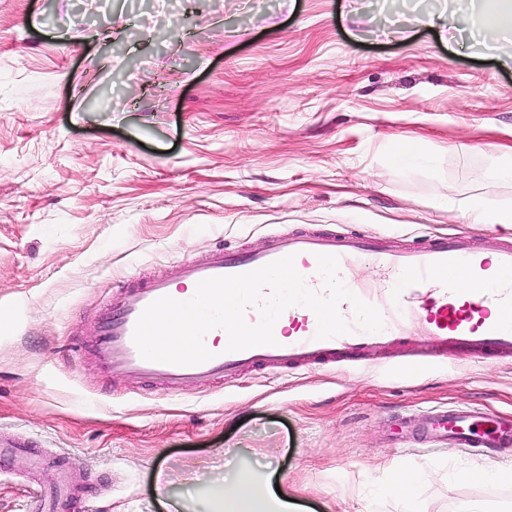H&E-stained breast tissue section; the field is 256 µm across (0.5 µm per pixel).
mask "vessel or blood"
<instances>
[{
  "label": "vessel or blood",
  "mask_w": 512,
  "mask_h": 512,
  "mask_svg": "<svg viewBox=\"0 0 512 512\" xmlns=\"http://www.w3.org/2000/svg\"><path fill=\"white\" fill-rule=\"evenodd\" d=\"M339 259V276L348 290L378 308L384 327L378 332L356 330L316 339L317 319L303 306L283 312L289 327L278 333L273 346L229 352L212 343L210 360L196 365H176L144 359L134 341L136 322L155 300L174 296L176 288L222 276L247 273L291 255L306 285L322 291L317 257ZM370 262L378 279L360 281L354 269ZM420 342L423 351L400 363V371L416 374L430 363L468 354L512 355V239L499 240L495 249L468 235L415 245L397 244L382 234L324 233L308 230L268 235L258 251L234 253L216 245L199 259L173 263L166 275L133 278L116 284L99 309L89 341L70 345V359L90 354L110 375L119 374L149 386L175 392L188 386H212L247 373L295 370L312 364L339 361L358 363L370 353L403 343L407 337ZM478 409L460 406L430 412L421 427L432 441H450L463 448H494L512 443V420L496 430H482ZM26 453L31 469L43 458L31 444L0 434V462ZM78 493L66 471L40 489L29 503L30 512H71Z\"/></svg>",
  "instance_id": "1"
}]
</instances>
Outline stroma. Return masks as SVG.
Returning a JSON list of instances; mask_svg holds the SVG:
<instances>
[{
	"label": "stroma",
	"instance_id": "obj_1",
	"mask_svg": "<svg viewBox=\"0 0 512 512\" xmlns=\"http://www.w3.org/2000/svg\"><path fill=\"white\" fill-rule=\"evenodd\" d=\"M512 44H451L392 0H0V431L51 466L0 471V512H26L67 464L74 512H173L156 480L201 504L227 456L300 512H512V485L460 469L512 464L431 442L419 415L512 413V357L393 373L409 344L364 365L257 371L177 393L107 376L86 341L113 283L159 275L216 244L268 234L512 237L440 207L479 195L512 153ZM413 144L406 167L391 157ZM416 472L412 493L385 492Z\"/></svg>",
	"mask_w": 512,
	"mask_h": 512
}]
</instances>
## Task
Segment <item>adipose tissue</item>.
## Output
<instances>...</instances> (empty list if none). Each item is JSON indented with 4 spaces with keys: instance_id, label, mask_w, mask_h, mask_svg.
Returning <instances> with one entry per match:
<instances>
[{
    "instance_id": "1",
    "label": "adipose tissue",
    "mask_w": 512,
    "mask_h": 512,
    "mask_svg": "<svg viewBox=\"0 0 512 512\" xmlns=\"http://www.w3.org/2000/svg\"><path fill=\"white\" fill-rule=\"evenodd\" d=\"M445 207L485 224H512V207H501L484 197L446 198ZM209 512H291L284 497L257 488L247 468L237 469L230 480L212 484Z\"/></svg>"
}]
</instances>
